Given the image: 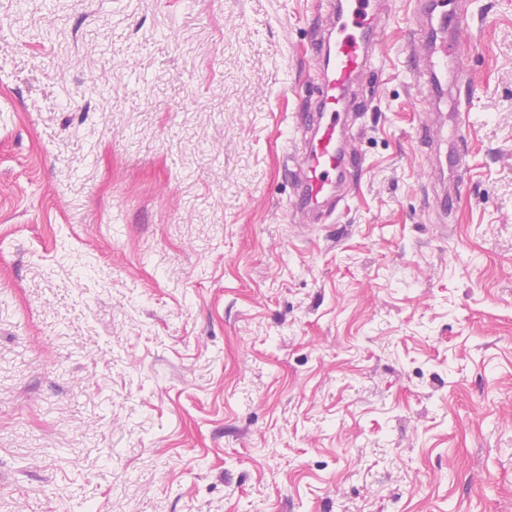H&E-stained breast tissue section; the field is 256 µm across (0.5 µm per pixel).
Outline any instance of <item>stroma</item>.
<instances>
[{"label": "stroma", "instance_id": "obj_1", "mask_svg": "<svg viewBox=\"0 0 512 512\" xmlns=\"http://www.w3.org/2000/svg\"><path fill=\"white\" fill-rule=\"evenodd\" d=\"M321 0H0V512H512V0L440 213L416 0L302 230Z\"/></svg>", "mask_w": 512, "mask_h": 512}]
</instances>
